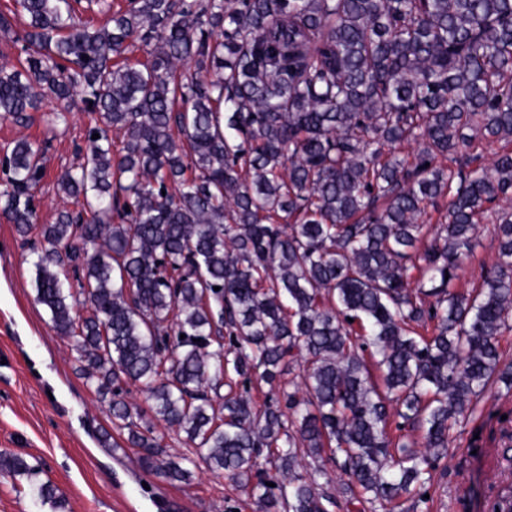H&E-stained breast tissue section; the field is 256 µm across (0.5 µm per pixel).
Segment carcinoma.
<instances>
[{
	"label": "carcinoma",
	"instance_id": "obj_1",
	"mask_svg": "<svg viewBox=\"0 0 512 512\" xmlns=\"http://www.w3.org/2000/svg\"><path fill=\"white\" fill-rule=\"evenodd\" d=\"M12 2L0 32L25 17L23 59L0 63V119L77 99L88 118L82 162L57 181L80 209L39 227L36 301L112 395V429L182 482L194 460L167 453L164 421L260 512H326L329 464L349 503L400 509L473 398L495 375L512 385V151L489 169L473 153L478 136L512 138V0H127L98 25L72 0ZM134 40L147 58L130 64ZM401 143L412 158L385 152ZM44 151L20 139L0 157V210L23 236ZM442 199L426 244L418 218ZM501 202L496 266L474 296L452 292ZM296 360L302 397L280 382ZM258 382L277 384L261 405ZM131 385L150 412L122 398ZM301 451L321 460L309 476ZM265 464L284 481L268 486ZM41 473L0 453L1 477L62 506Z\"/></svg>",
	"mask_w": 512,
	"mask_h": 512
}]
</instances>
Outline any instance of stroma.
I'll return each mask as SVG.
<instances>
[{"mask_svg":"<svg viewBox=\"0 0 512 512\" xmlns=\"http://www.w3.org/2000/svg\"><path fill=\"white\" fill-rule=\"evenodd\" d=\"M87 118L68 112L54 132L41 113L29 124L0 120V153L21 138H49L45 176L37 194V224L54 223L74 201L59 176L87 147ZM34 254L0 212V452L41 463L63 497V512H259L255 500L196 461L190 480L171 482L142 469L137 449L113 433L110 400L80 372L72 341L59 334L35 300ZM498 261L494 223L484 220L458 272L457 292L478 287ZM112 433L110 444L100 440ZM512 486V387L492 381L459 418L425 495L403 512H493ZM0 512H54L26 481L0 478Z\"/></svg>","mask_w":512,"mask_h":512,"instance_id":"stroma-1","label":"stroma"}]
</instances>
